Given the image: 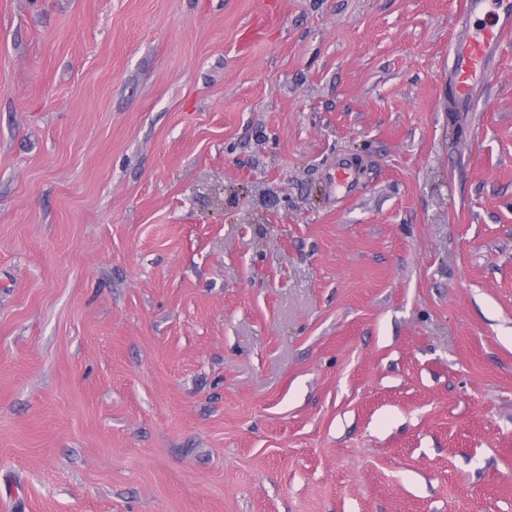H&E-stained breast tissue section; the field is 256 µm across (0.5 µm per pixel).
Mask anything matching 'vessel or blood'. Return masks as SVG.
I'll use <instances>...</instances> for the list:
<instances>
[{
    "mask_svg": "<svg viewBox=\"0 0 512 512\" xmlns=\"http://www.w3.org/2000/svg\"><path fill=\"white\" fill-rule=\"evenodd\" d=\"M464 21L478 26L458 40L452 50L453 100L474 98L504 37L512 34V0H462ZM360 179V171L350 162L336 166L332 181L337 195L347 194Z\"/></svg>",
    "mask_w": 512,
    "mask_h": 512,
    "instance_id": "1",
    "label": "vessel or blood"
}]
</instances>
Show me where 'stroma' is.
Listing matches in <instances>:
<instances>
[{"instance_id": "stroma-1", "label": "stroma", "mask_w": 512, "mask_h": 512, "mask_svg": "<svg viewBox=\"0 0 512 512\" xmlns=\"http://www.w3.org/2000/svg\"><path fill=\"white\" fill-rule=\"evenodd\" d=\"M460 4L0 0V512H512V37L448 111ZM360 179V170L350 162H339L333 174L332 181L336 195L344 197Z\"/></svg>"}]
</instances>
